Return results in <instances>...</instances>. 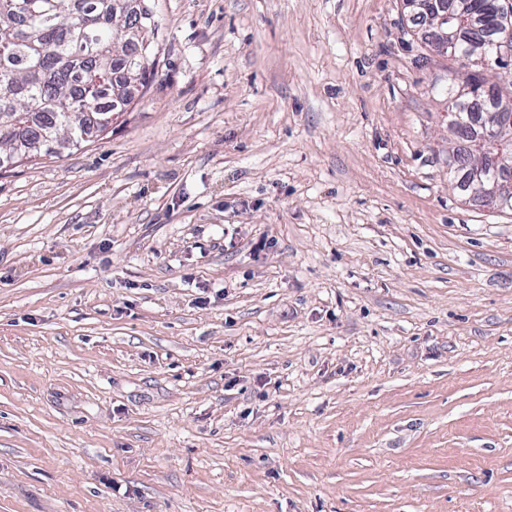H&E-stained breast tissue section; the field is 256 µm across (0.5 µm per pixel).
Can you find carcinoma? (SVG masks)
I'll return each instance as SVG.
<instances>
[{
  "label": "carcinoma",
  "instance_id": "carcinoma-1",
  "mask_svg": "<svg viewBox=\"0 0 512 512\" xmlns=\"http://www.w3.org/2000/svg\"><path fill=\"white\" fill-rule=\"evenodd\" d=\"M158 25L153 13L82 24L65 0H0V163L52 157L65 139L78 149L112 126L115 83L146 89L156 78ZM503 35L467 31L464 46L492 48ZM152 60L146 69L144 60ZM488 94L477 74L448 77V120L469 144L478 105ZM469 109L451 116L457 102Z\"/></svg>",
  "mask_w": 512,
  "mask_h": 512
}]
</instances>
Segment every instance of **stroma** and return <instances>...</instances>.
<instances>
[{"label": "stroma", "instance_id": "obj_1", "mask_svg": "<svg viewBox=\"0 0 512 512\" xmlns=\"http://www.w3.org/2000/svg\"><path fill=\"white\" fill-rule=\"evenodd\" d=\"M108 134L0 167V512H512V213L401 0H150ZM499 164L498 156L489 151H482L480 160L473 165L471 190L472 194L481 195L488 205L502 209L512 206V178L505 176L493 182L486 181V171ZM509 207V208H507ZM508 211H512L509 209Z\"/></svg>", "mask_w": 512, "mask_h": 512}]
</instances>
